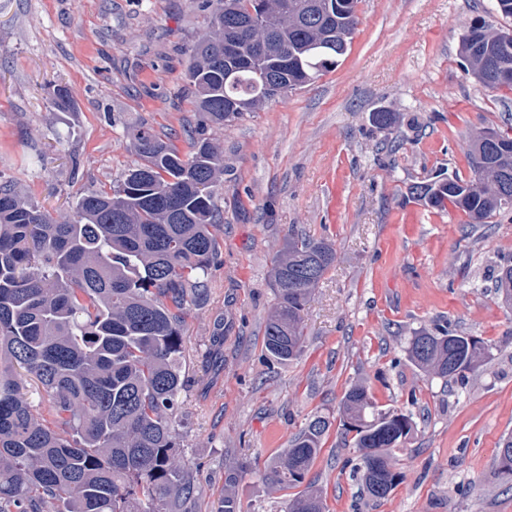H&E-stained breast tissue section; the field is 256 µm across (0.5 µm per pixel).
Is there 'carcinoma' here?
I'll list each match as a JSON object with an SVG mask.
<instances>
[{
	"label": "carcinoma",
	"mask_w": 512,
	"mask_h": 512,
	"mask_svg": "<svg viewBox=\"0 0 512 512\" xmlns=\"http://www.w3.org/2000/svg\"><path fill=\"white\" fill-rule=\"evenodd\" d=\"M358 0H197L209 15L193 46L188 77L202 117L182 153L147 127L132 133L141 163L105 190L89 186L72 213L55 218L0 182V512H186L189 471L176 455V417L186 388L183 329L189 303L207 296L204 283L218 260L215 197L223 150L208 131L271 99L263 77L284 94L313 83L342 54L359 24ZM240 28V57L224 58V38ZM461 56L487 90L512 86V53L475 21ZM239 68L232 83L224 70ZM55 107L74 112L64 87ZM472 178L441 174L412 187L433 209L449 203L472 224H484L512 197V136L480 135L468 152ZM335 259L323 239H287L272 269L277 303L264 325L270 360L288 364L302 351L301 312ZM512 305V265L496 276ZM489 346L444 328L411 337L407 353L421 370L461 379ZM33 380L50 419L26 391ZM339 410L355 432L362 487L382 499L397 474L389 450L414 428L410 416L378 409L368 389H347ZM329 421L315 416L271 465L272 485L303 482L322 448ZM495 464L512 478V437ZM238 470L224 473L220 512H240L233 491ZM284 512H323L309 486Z\"/></svg>",
	"instance_id": "cac0c4a2"
}]
</instances>
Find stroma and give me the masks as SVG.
<instances>
[{"mask_svg": "<svg viewBox=\"0 0 512 512\" xmlns=\"http://www.w3.org/2000/svg\"><path fill=\"white\" fill-rule=\"evenodd\" d=\"M358 11L336 67L209 131L224 176L218 263L183 336L177 455L194 477L190 512H219L224 469L240 462L241 512H282L309 485L325 512H512V482L494 467L512 434V307L495 294L499 268L512 265V208L473 224L409 193L439 173L470 179L472 141L512 133V88L484 89L460 54L475 20L512 30V18L495 0H360ZM206 27L194 0H0V180L59 216L83 188L117 186L139 164L135 128L188 151L199 114L187 70ZM58 85L76 111L54 107ZM380 109L395 114L390 127L373 125ZM291 235L327 239L336 260L303 313L301 358L280 365L263 330ZM438 327L488 343L465 380L409 361V337ZM356 383L415 422L377 502L361 490L339 411ZM315 415L331 425L303 482L266 483Z\"/></svg>", "mask_w": 512, "mask_h": 512, "instance_id": "1", "label": "stroma"}]
</instances>
